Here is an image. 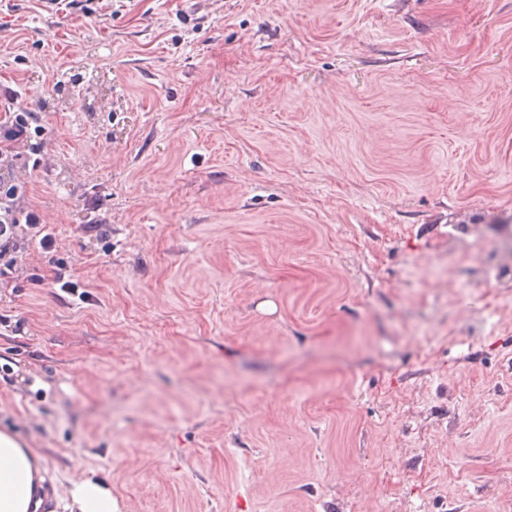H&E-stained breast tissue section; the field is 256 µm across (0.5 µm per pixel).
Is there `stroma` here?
Masks as SVG:
<instances>
[{"label":"stroma","instance_id":"stroma-1","mask_svg":"<svg viewBox=\"0 0 512 512\" xmlns=\"http://www.w3.org/2000/svg\"><path fill=\"white\" fill-rule=\"evenodd\" d=\"M9 104L56 242L0 430L58 497L512 512V0H0ZM14 118L9 122L0 125V142L2 138L7 141H18L32 137V124L35 123V116L31 112H13ZM66 498L68 512H120L111 487L99 478L87 477L73 483Z\"/></svg>","mask_w":512,"mask_h":512}]
</instances>
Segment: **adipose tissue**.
I'll return each instance as SVG.
<instances>
[{
  "label": "adipose tissue",
  "instance_id": "1",
  "mask_svg": "<svg viewBox=\"0 0 512 512\" xmlns=\"http://www.w3.org/2000/svg\"><path fill=\"white\" fill-rule=\"evenodd\" d=\"M46 475L38 453L0 431V512H40L48 503ZM67 499L68 512H119L111 487L99 478L73 483Z\"/></svg>",
  "mask_w": 512,
  "mask_h": 512
}]
</instances>
